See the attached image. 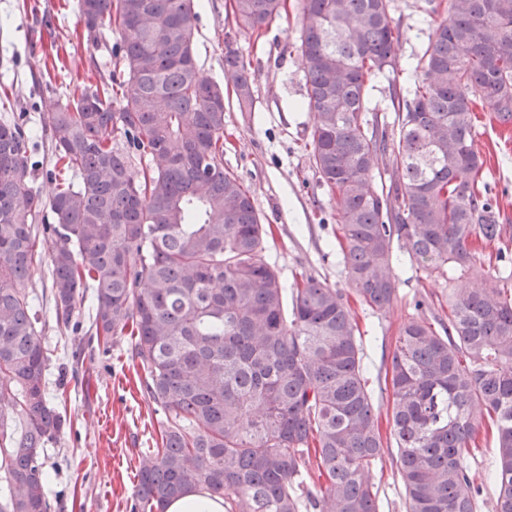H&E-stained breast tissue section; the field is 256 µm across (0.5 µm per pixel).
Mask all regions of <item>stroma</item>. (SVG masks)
Masks as SVG:
<instances>
[{
    "label": "stroma",
    "instance_id": "stroma-1",
    "mask_svg": "<svg viewBox=\"0 0 512 512\" xmlns=\"http://www.w3.org/2000/svg\"><path fill=\"white\" fill-rule=\"evenodd\" d=\"M76 0H0V95L8 94L36 146L39 164L30 183L42 194L52 187L46 173L51 150L42 113L58 101L80 95L85 85L121 71L120 35L88 41ZM423 0H394L392 15L403 36L401 61L415 62L433 26ZM300 0H288V13L258 34H236L254 90L251 111H240L232 88L224 90V169L248 189L270 233L263 257L285 288L309 274L346 289L337 236L336 201L319 183L311 161L313 118L299 106L305 92L304 62L295 44L302 27ZM196 61L215 82L224 80V40L232 31L230 0H198L194 20ZM233 32V31H232ZM477 147L487 159L485 181L500 221L512 225V129L480 110ZM392 272L398 297L384 312L355 308L364 361L371 377L384 373L394 336L424 301L425 316H448V281L412 267L394 249ZM49 262L38 266L27 289L39 318L49 358L47 399L67 418L61 436L44 450L52 512H128L148 448L165 420L144 395L143 374L131 357V339L118 338L109 352L87 336L57 325ZM378 512H404V491L395 459L384 455L370 471Z\"/></svg>",
    "mask_w": 512,
    "mask_h": 512
}]
</instances>
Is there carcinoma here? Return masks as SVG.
<instances>
[{
	"label": "carcinoma",
	"instance_id": "obj_1",
	"mask_svg": "<svg viewBox=\"0 0 512 512\" xmlns=\"http://www.w3.org/2000/svg\"><path fill=\"white\" fill-rule=\"evenodd\" d=\"M427 4L433 33L414 67L394 53L391 0H302L296 44L313 169L336 200L350 290L372 310L391 307L395 244L427 273L448 272V326L417 315L396 336L385 438L344 294L303 275L287 307L263 258L269 229L224 171V89L195 59L196 0H77L90 40L118 28L123 77L43 116L49 202L30 185L23 125L0 118V402L11 408L0 412V512H50L42 452L65 425L46 398L26 288L47 206L57 324L69 328L90 293L98 346L135 337L144 391L166 412L129 512H166L198 488L224 497L225 512H378L369 470L392 450L405 512H479L466 460L483 428L496 441L494 512H512V270L502 249L483 252L512 230L487 196L475 115L480 104L512 127V0ZM231 8L256 32L287 0ZM407 71L416 78L405 86ZM224 77L252 109L229 35ZM381 78L391 122L372 104ZM388 168L396 180L375 186Z\"/></svg>",
	"mask_w": 512,
	"mask_h": 512
}]
</instances>
